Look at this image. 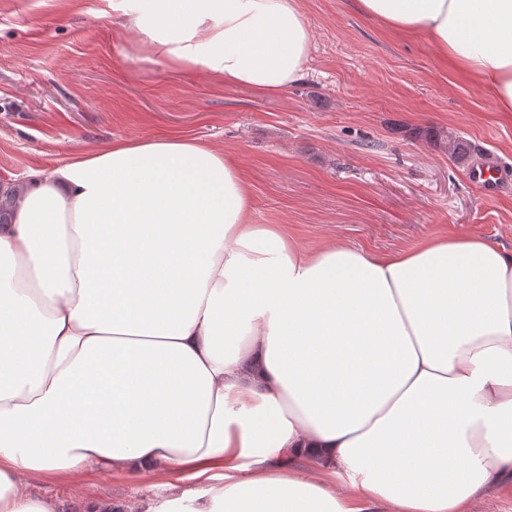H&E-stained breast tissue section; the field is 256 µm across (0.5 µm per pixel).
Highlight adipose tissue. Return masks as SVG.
<instances>
[{"mask_svg": "<svg viewBox=\"0 0 512 512\" xmlns=\"http://www.w3.org/2000/svg\"><path fill=\"white\" fill-rule=\"evenodd\" d=\"M512 113V0H357ZM169 67L258 95L302 79L300 0H112ZM0 225V512L31 478L196 481L128 512H468L512 489V250L434 236L301 248L235 161L116 139L30 171Z\"/></svg>", "mask_w": 512, "mask_h": 512, "instance_id": "1", "label": "adipose tissue"}]
</instances>
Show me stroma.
<instances>
[{"instance_id":"1","label":"stroma","mask_w":512,"mask_h":512,"mask_svg":"<svg viewBox=\"0 0 512 512\" xmlns=\"http://www.w3.org/2000/svg\"><path fill=\"white\" fill-rule=\"evenodd\" d=\"M307 76L256 95L202 71L130 55L106 0H0V175L21 176L115 139L177 134L232 155L253 218L302 247L343 240L379 254L454 233L512 249V185L485 196L426 142L449 130L475 158L512 164V121L485 84L442 65L423 39L384 31L355 0H301ZM113 505L195 490L190 480L88 475Z\"/></svg>"}]
</instances>
